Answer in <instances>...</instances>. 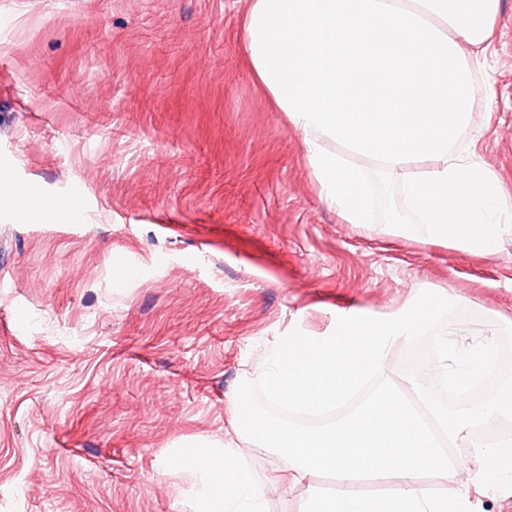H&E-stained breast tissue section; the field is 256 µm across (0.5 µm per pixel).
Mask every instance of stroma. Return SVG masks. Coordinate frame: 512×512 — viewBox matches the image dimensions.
Returning <instances> with one entry per match:
<instances>
[{
  "instance_id": "stroma-1",
  "label": "stroma",
  "mask_w": 512,
  "mask_h": 512,
  "mask_svg": "<svg viewBox=\"0 0 512 512\" xmlns=\"http://www.w3.org/2000/svg\"><path fill=\"white\" fill-rule=\"evenodd\" d=\"M246 0H0V512H194L166 457L223 440L265 346L454 294L512 326V235L475 255L406 233L398 175L348 156L374 224L320 201L301 134L246 58ZM462 139L512 198V0ZM38 190L44 217L17 219ZM266 512L337 489L272 479Z\"/></svg>"
}]
</instances>
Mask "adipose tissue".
<instances>
[{
  "label": "adipose tissue",
  "mask_w": 512,
  "mask_h": 512,
  "mask_svg": "<svg viewBox=\"0 0 512 512\" xmlns=\"http://www.w3.org/2000/svg\"><path fill=\"white\" fill-rule=\"evenodd\" d=\"M499 10L500 0H248L249 64L345 223L374 221L370 184L344 164L350 153L403 177L419 220L409 231L427 242L488 254L512 234L498 177L458 148Z\"/></svg>",
  "instance_id": "1"
}]
</instances>
